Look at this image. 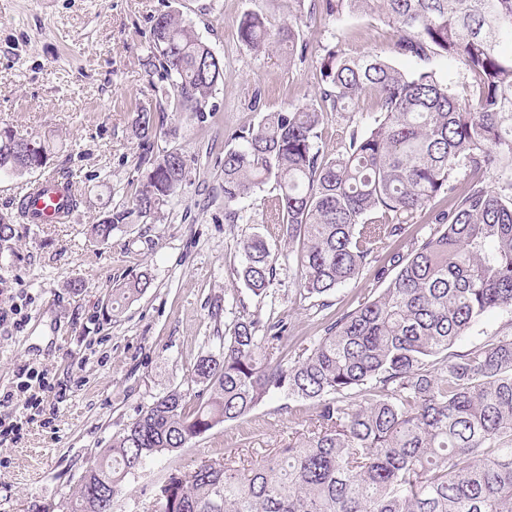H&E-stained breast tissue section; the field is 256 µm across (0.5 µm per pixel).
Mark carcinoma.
<instances>
[{"label":"carcinoma","mask_w":512,"mask_h":512,"mask_svg":"<svg viewBox=\"0 0 512 512\" xmlns=\"http://www.w3.org/2000/svg\"><path fill=\"white\" fill-rule=\"evenodd\" d=\"M376 6L395 49L442 56L470 79L459 98L436 72L406 74L376 53L350 58L331 46L320 61L321 105L267 112L224 151V220L238 199L274 181L283 235L296 248L299 294L324 297L388 253L413 214L440 195L448 210L405 252L389 253L387 286L341 314L301 354L275 363L237 321L200 356L187 390L155 398L112 438L82 477L72 512H112L108 503L147 459L186 448L235 421L275 391L316 405L310 429L242 472L227 463L170 471L143 512H512V334L454 346L489 314L512 311V0H310L308 13L342 17ZM297 17L276 30L251 12L238 37L257 54L298 45ZM148 70L170 80L182 111L204 117L223 75L193 27L171 12L151 28ZM367 90L378 112L355 123L341 153L318 145L324 117L347 112ZM159 125L137 113L132 131L147 165L132 210L91 225L101 241L132 214L160 217L187 177L177 149L153 154ZM53 143L0 134V172L43 169ZM489 173L501 184L486 182ZM239 276L267 294L276 258L259 236L242 241ZM135 276L111 305L143 294Z\"/></svg>","instance_id":"carcinoma-1"}]
</instances>
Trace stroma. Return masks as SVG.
Returning a JSON list of instances; mask_svg holds the SVG:
<instances>
[{
  "instance_id": "35a3bbf8",
  "label": "stroma",
  "mask_w": 512,
  "mask_h": 512,
  "mask_svg": "<svg viewBox=\"0 0 512 512\" xmlns=\"http://www.w3.org/2000/svg\"><path fill=\"white\" fill-rule=\"evenodd\" d=\"M302 9L301 0H0V127L52 135L45 171L69 179L82 199L70 223H19L0 245V310L8 314L0 322V387L20 397L0 406V420L22 427L15 441L0 444V512H70L82 476L113 436L155 396L187 389L197 358L218 347L237 320L285 322L281 342L267 351L275 362L383 288L372 265L330 293L326 307L301 297L295 251L271 210L275 183L235 202L238 223L225 221L224 152L264 113L317 103L327 46L354 57L377 53L408 73L432 69L460 97L468 79L446 58L423 62L395 52L394 31L370 12L313 15L300 31L302 55L257 54L238 38L247 13H262L274 29ZM167 11L192 23L223 62L205 119L177 111L168 81L144 66L152 20ZM144 108L164 111L166 131L154 150L180 149L188 178L159 220L132 219L102 242L92 224L132 204L140 149L131 125ZM253 235L277 258L262 298L238 277L240 242ZM141 273L147 291L112 309L113 289ZM25 366L65 387L63 401L24 407ZM313 413L310 402L274 393L188 448L147 461L114 512L148 499L173 469L226 460L251 468L305 432Z\"/></svg>"
}]
</instances>
